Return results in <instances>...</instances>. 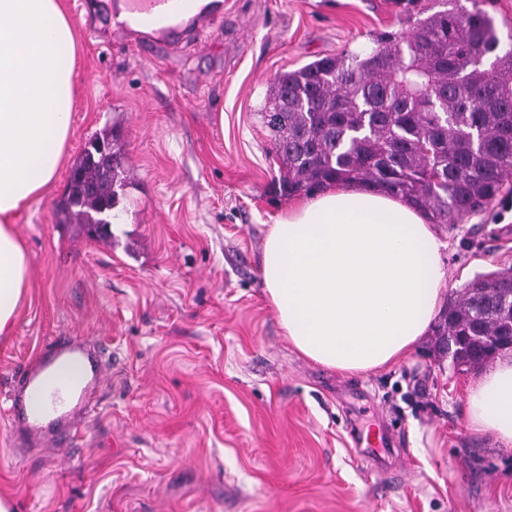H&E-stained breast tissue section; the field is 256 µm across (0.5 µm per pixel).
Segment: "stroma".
<instances>
[{"mask_svg": "<svg viewBox=\"0 0 512 512\" xmlns=\"http://www.w3.org/2000/svg\"><path fill=\"white\" fill-rule=\"evenodd\" d=\"M104 0H65L77 40L62 166L15 228L30 262L0 341V493L17 512H512V447L474 431L481 368L429 329L366 375L300 356L264 295L270 224L291 205L263 119L275 77L409 29L395 0H224L201 42L141 49ZM110 129L128 181L111 234L62 224L69 164ZM447 300L512 266V193L434 225ZM61 336L112 363L73 445L6 447L15 375ZM381 435L378 460L355 434Z\"/></svg>", "mask_w": 512, "mask_h": 512, "instance_id": "1", "label": "stroma"}]
</instances>
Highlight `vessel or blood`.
<instances>
[{"label": "vessel or blood", "instance_id": "obj_1", "mask_svg": "<svg viewBox=\"0 0 512 512\" xmlns=\"http://www.w3.org/2000/svg\"><path fill=\"white\" fill-rule=\"evenodd\" d=\"M108 9L128 39L170 47L198 40L223 15L224 0H110ZM105 366L103 351L82 341L55 345L18 382L9 408L16 431L43 441L73 440L86 395L100 383Z\"/></svg>", "mask_w": 512, "mask_h": 512}]
</instances>
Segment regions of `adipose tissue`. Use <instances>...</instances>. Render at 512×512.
<instances>
[{"label":"adipose tissue","mask_w":512,"mask_h":512,"mask_svg":"<svg viewBox=\"0 0 512 512\" xmlns=\"http://www.w3.org/2000/svg\"><path fill=\"white\" fill-rule=\"evenodd\" d=\"M74 27L64 0H0V338L29 286L14 220L44 195L73 129ZM443 243L425 216L375 188L336 185L291 205L261 256L265 292L306 359L363 375L404 359L444 300ZM468 419L512 447V360L469 388Z\"/></svg>","instance_id":"1"}]
</instances>
